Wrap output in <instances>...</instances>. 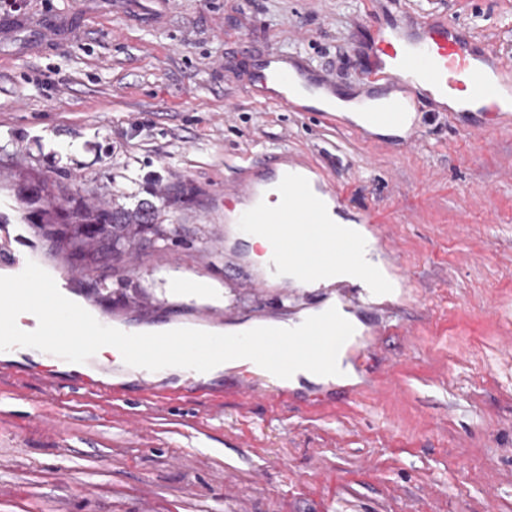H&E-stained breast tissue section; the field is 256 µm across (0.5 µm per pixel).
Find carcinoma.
<instances>
[{
  "label": "carcinoma",
  "instance_id": "1",
  "mask_svg": "<svg viewBox=\"0 0 512 512\" xmlns=\"http://www.w3.org/2000/svg\"><path fill=\"white\" fill-rule=\"evenodd\" d=\"M53 212L54 221L49 223L47 236L83 259L107 256L120 262L161 232L160 225L151 221L156 207L148 202L133 208L117 204L88 208L73 198L67 207H56Z\"/></svg>",
  "mask_w": 512,
  "mask_h": 512
}]
</instances>
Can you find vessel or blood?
I'll use <instances>...</instances> for the list:
<instances>
[{
    "label": "vessel or blood",
    "instance_id": "vessel-or-blood-1",
    "mask_svg": "<svg viewBox=\"0 0 512 512\" xmlns=\"http://www.w3.org/2000/svg\"><path fill=\"white\" fill-rule=\"evenodd\" d=\"M74 35L65 20L42 27L35 38L23 44L24 52L35 54L57 50ZM257 78L249 88L252 98L275 102L295 112L334 122L336 119L335 82L311 66L301 55L290 56L270 49L254 59ZM502 57L488 44L474 41L443 13L401 14L399 21L377 30L370 43L365 75L346 97L361 115L360 122L347 128L359 136H374L386 129L396 145L409 148L420 141L417 122L408 120V107L418 99H431L447 110L455 127L469 133L474 117L484 125L495 124L506 104L495 74L504 72ZM291 166L287 158L271 156L250 161L243 168L242 180L225 191L226 202L249 205L268 184H275L278 204L251 215V221L274 230L277 242L273 262L294 271L298 278L315 277L337 269L344 270L340 282L366 304H380L387 290L383 271L363 265L354 240H336L322 228V216L314 202L315 194L327 196L335 208L343 201L323 182L290 186ZM35 236L22 224L0 225V270L7 275L23 271L27 261L38 258ZM388 320H378L373 336L358 356L367 361L378 357L380 337L389 335ZM258 375L250 368L238 371L231 385L236 398L271 404L288 403L287 391L271 395L257 386Z\"/></svg>",
    "mask_w": 512,
    "mask_h": 512
}]
</instances>
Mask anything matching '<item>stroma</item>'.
Wrapping results in <instances>:
<instances>
[{"label": "stroma", "instance_id": "35a3bbf8", "mask_svg": "<svg viewBox=\"0 0 512 512\" xmlns=\"http://www.w3.org/2000/svg\"><path fill=\"white\" fill-rule=\"evenodd\" d=\"M63 12L76 37L39 57L19 30L0 42V193L48 180L54 205L152 200L178 226L122 267L84 272L43 241L45 270L117 329L191 327L201 301L173 297L204 277L235 325L296 318L336 301L371 330L374 310L343 288L247 287L253 261L216 249L224 189L244 159L288 154L344 195L345 216L388 225L399 263L383 340L388 367L346 384L301 381L318 408L270 409L204 395L181 374L176 397H143L136 372L74 391L31 357L0 360V512H512V123L455 130L428 100L420 143H374L305 112L250 98L242 63L274 48L308 58L340 92L362 77L374 0H152L122 17L113 0H20ZM440 10L512 64V0H401Z\"/></svg>", "mask_w": 512, "mask_h": 512}]
</instances>
